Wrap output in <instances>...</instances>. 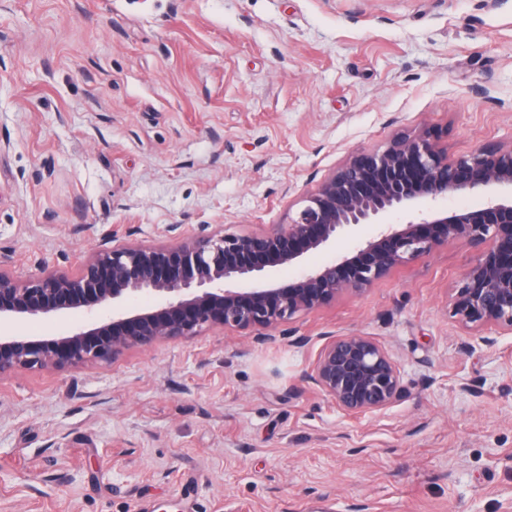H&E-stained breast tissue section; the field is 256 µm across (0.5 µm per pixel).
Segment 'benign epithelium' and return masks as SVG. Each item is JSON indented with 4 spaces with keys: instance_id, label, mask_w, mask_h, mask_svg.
Listing matches in <instances>:
<instances>
[{
    "instance_id": "1",
    "label": "benign epithelium",
    "mask_w": 512,
    "mask_h": 512,
    "mask_svg": "<svg viewBox=\"0 0 512 512\" xmlns=\"http://www.w3.org/2000/svg\"><path fill=\"white\" fill-rule=\"evenodd\" d=\"M480 195L477 209L448 211L450 196ZM387 224L364 240L365 224ZM169 224L173 245H132L112 236L73 274L39 266L19 279L0 260V319L79 315L50 340L0 336V377L20 369L70 368L109 362L127 350L199 335L203 330H252L256 340L297 314L316 310L346 290L361 292L395 267L449 240L477 251L451 295L462 327L512 332V144L484 143L468 154L448 148L428 129L355 153L303 198L296 217L270 231L193 234ZM357 239L351 255L302 271L278 286L279 271L336 238ZM147 292L148 309L129 299ZM305 378L349 417L382 410L403 392L401 368L377 340L331 336Z\"/></svg>"
}]
</instances>
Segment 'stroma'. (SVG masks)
Masks as SVG:
<instances>
[{
  "instance_id": "1",
  "label": "stroma",
  "mask_w": 512,
  "mask_h": 512,
  "mask_svg": "<svg viewBox=\"0 0 512 512\" xmlns=\"http://www.w3.org/2000/svg\"><path fill=\"white\" fill-rule=\"evenodd\" d=\"M424 127L453 157L512 143V0H0V256L24 279L168 224L270 230ZM474 257L445 243L268 344L1 378L0 512H512V333L450 316ZM345 334L393 354L400 401L355 419L307 386Z\"/></svg>"
}]
</instances>
